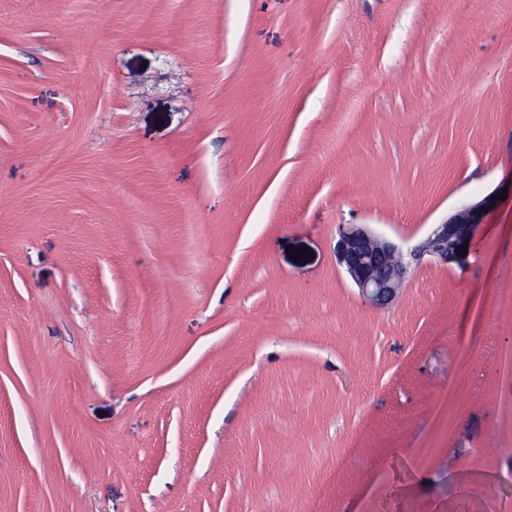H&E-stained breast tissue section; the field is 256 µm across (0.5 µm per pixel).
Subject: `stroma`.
I'll return each instance as SVG.
<instances>
[{
    "mask_svg": "<svg viewBox=\"0 0 512 512\" xmlns=\"http://www.w3.org/2000/svg\"><path fill=\"white\" fill-rule=\"evenodd\" d=\"M510 293L512 0H0V512H512ZM494 200V196H487L465 206L442 224L434 225L424 242L410 251V258L418 261L424 254H428L446 263L454 261L460 247L471 245L470 227L481 223L487 212L486 207L490 209ZM336 260L359 293L381 307L396 298L410 266L397 244L377 234L367 224L340 226Z\"/></svg>",
    "mask_w": 512,
    "mask_h": 512,
    "instance_id": "1",
    "label": "stroma"
}]
</instances>
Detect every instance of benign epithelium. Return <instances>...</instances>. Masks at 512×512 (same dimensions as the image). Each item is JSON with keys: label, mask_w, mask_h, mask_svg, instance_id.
Segmentation results:
<instances>
[{"label": "benign epithelium", "mask_w": 512, "mask_h": 512, "mask_svg": "<svg viewBox=\"0 0 512 512\" xmlns=\"http://www.w3.org/2000/svg\"><path fill=\"white\" fill-rule=\"evenodd\" d=\"M494 197L471 203L441 224L435 225L424 242L410 251L411 261L428 254L443 262L454 261L460 248L471 245L470 227L481 223ZM336 260L374 305L384 307L398 295L408 273L400 247L373 231L367 224L342 225L336 241Z\"/></svg>", "instance_id": "1"}]
</instances>
